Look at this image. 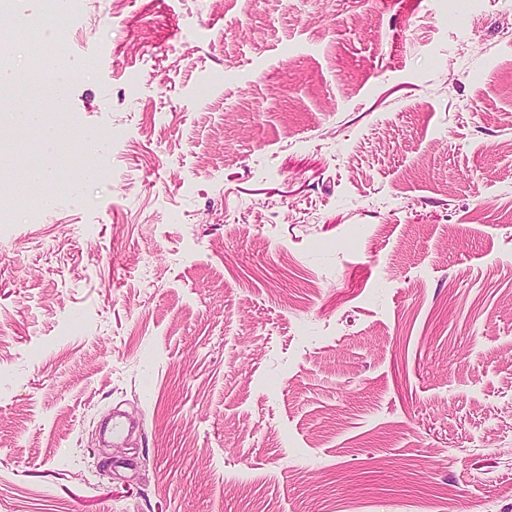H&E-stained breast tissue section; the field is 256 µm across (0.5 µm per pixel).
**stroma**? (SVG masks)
<instances>
[{
	"instance_id": "1",
	"label": "stroma",
	"mask_w": 512,
	"mask_h": 512,
	"mask_svg": "<svg viewBox=\"0 0 512 512\" xmlns=\"http://www.w3.org/2000/svg\"><path fill=\"white\" fill-rule=\"evenodd\" d=\"M60 37L112 178L0 217V512H512V0Z\"/></svg>"
}]
</instances>
